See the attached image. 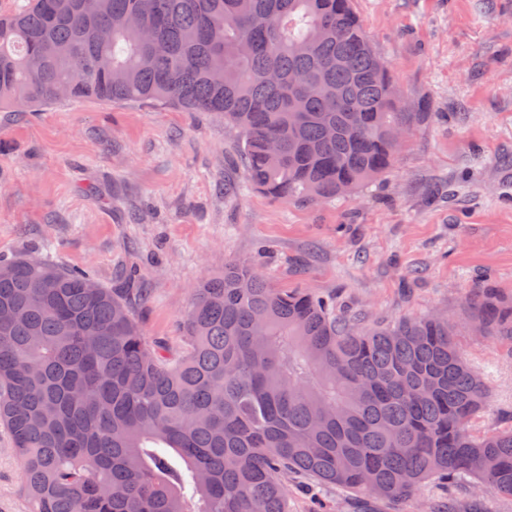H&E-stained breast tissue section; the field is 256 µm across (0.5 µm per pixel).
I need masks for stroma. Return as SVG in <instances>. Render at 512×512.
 Listing matches in <instances>:
<instances>
[{"label": "stroma", "instance_id": "obj_1", "mask_svg": "<svg viewBox=\"0 0 512 512\" xmlns=\"http://www.w3.org/2000/svg\"><path fill=\"white\" fill-rule=\"evenodd\" d=\"M400 101L423 102L391 167L325 204L252 188L241 134L208 112L63 101L0 112V258H48L144 294L145 336L179 355L191 289L236 261L335 297L361 322L461 320L473 287L512 298V0H352ZM489 380L478 432L512 427V340L462 335ZM333 512H512L465 476L404 501L322 489ZM0 512H29L0 425Z\"/></svg>", "mask_w": 512, "mask_h": 512}]
</instances>
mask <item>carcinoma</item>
Instances as JSON below:
<instances>
[{
	"instance_id": "carcinoma-1",
	"label": "carcinoma",
	"mask_w": 512,
	"mask_h": 512,
	"mask_svg": "<svg viewBox=\"0 0 512 512\" xmlns=\"http://www.w3.org/2000/svg\"><path fill=\"white\" fill-rule=\"evenodd\" d=\"M351 0H27L0 15V112L97 99L216 112L250 185L317 204L385 172L404 112ZM279 75L271 82L267 74ZM316 81L323 92L301 94ZM138 288L0 261V424L29 512H288V481L402 499L472 475L512 496V428L443 316L363 326L252 263L193 288L181 354L144 336ZM467 325L512 339L476 288Z\"/></svg>"
}]
</instances>
